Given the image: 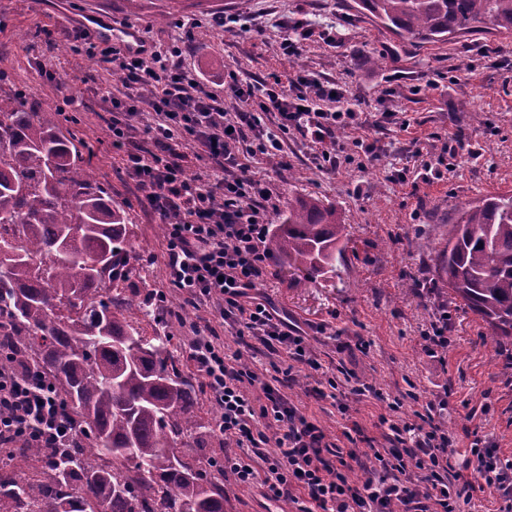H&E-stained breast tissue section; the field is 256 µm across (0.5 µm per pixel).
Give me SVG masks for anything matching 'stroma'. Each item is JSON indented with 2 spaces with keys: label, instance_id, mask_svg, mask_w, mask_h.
Here are the masks:
<instances>
[{
  "label": "stroma",
  "instance_id": "obj_1",
  "mask_svg": "<svg viewBox=\"0 0 512 512\" xmlns=\"http://www.w3.org/2000/svg\"><path fill=\"white\" fill-rule=\"evenodd\" d=\"M108 13L115 26L139 31L148 46L180 42L177 22L193 38L183 54L191 77L215 93L224 72L263 81L292 69L332 80L362 126L340 133L352 159L334 173L321 172L300 137L278 156L251 159L252 171L281 203L314 195L335 206L349 230L344 263L335 273L296 286L297 272L269 261L258 290L308 335L320 370L300 368L284 388L297 406L336 428L344 417L330 400L309 390L334 378L340 402L354 408L362 428L360 451L384 446L379 418L411 419L423 402L447 395L440 420L465 453L467 431L493 442L512 458V345L500 348L473 313L451 301L434 271L439 249L457 212L486 195L512 190V35L473 33L418 48L379 26L354 0H178L164 13L160 0H0V89L21 90L36 109L59 112L64 130L83 143L84 156L114 204L126 213L132 246L126 287H167L160 221L125 173V153L111 145L110 98L123 89L120 74L77 51L69 37L84 12ZM238 16L232 30L214 25ZM306 18L335 28L338 42L307 43L290 66L280 51L283 24ZM469 111H460L461 102ZM464 139L449 156L448 176L418 183L422 161L436 160L443 137ZM362 138L374 154L355 149ZM448 312L450 346L444 359L423 348L422 330L439 310ZM371 384L357 396L353 387ZM403 405L390 412L395 397Z\"/></svg>",
  "mask_w": 512,
  "mask_h": 512
}]
</instances>
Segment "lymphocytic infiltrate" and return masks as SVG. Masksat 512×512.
<instances>
[{"instance_id":"1","label":"lymphocytic infiltrate","mask_w":512,"mask_h":512,"mask_svg":"<svg viewBox=\"0 0 512 512\" xmlns=\"http://www.w3.org/2000/svg\"><path fill=\"white\" fill-rule=\"evenodd\" d=\"M182 54L178 48L146 57L112 47L101 60L124 81V95L112 100V146L125 150L129 178L150 189L148 207L165 226L168 281L183 305L209 309L234 330L227 345L192 324L187 350L219 411L215 432L224 456L218 469L225 480L292 503L295 512H457L459 500L477 492L501 500L500 512H512V460L477 437L465 465L457 466L455 439L439 421L447 399L390 424L387 448L374 450L366 478L356 481L351 473L362 458L352 442L359 425L332 434L285 395L295 368L320 364L300 327L256 292L278 205L248 160L275 156L297 135L315 148L319 170L336 171L345 159L336 134L358 127L359 114L323 109L335 82L301 70L290 76L287 92L228 70L224 88L246 107L227 111L222 98L187 75ZM144 110L155 119L143 147L132 139V119ZM196 160L207 163L208 174L191 173ZM252 341L280 362L268 369L244 364L243 349ZM72 430L43 380L0 370V447L49 448ZM270 444L276 453H267Z\"/></svg>"}]
</instances>
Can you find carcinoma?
I'll return each mask as SVG.
<instances>
[{"instance_id": "cac0c4a2", "label": "carcinoma", "mask_w": 512, "mask_h": 512, "mask_svg": "<svg viewBox=\"0 0 512 512\" xmlns=\"http://www.w3.org/2000/svg\"><path fill=\"white\" fill-rule=\"evenodd\" d=\"M416 46L464 33H512V0H358ZM347 225L316 196L288 201L267 253L314 275L345 259ZM130 241L59 113L0 95V367L44 376L75 439L15 447L0 467V512H224L201 390L173 337L146 336L128 312L168 322L147 296L122 295ZM435 273L496 347L512 342V191L457 213Z\"/></svg>"}]
</instances>
